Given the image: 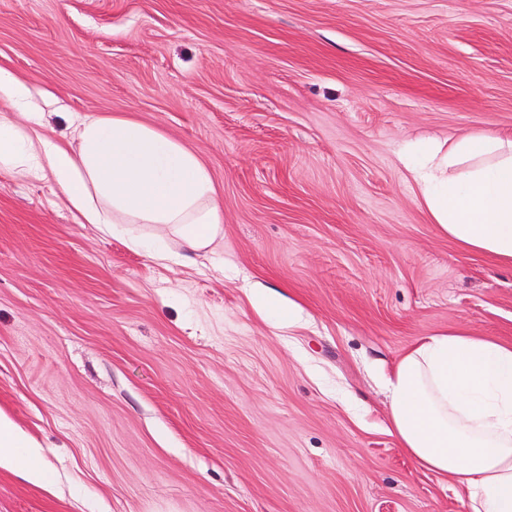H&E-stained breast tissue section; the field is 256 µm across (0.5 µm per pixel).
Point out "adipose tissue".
<instances>
[{
  "label": "adipose tissue",
  "mask_w": 512,
  "mask_h": 512,
  "mask_svg": "<svg viewBox=\"0 0 512 512\" xmlns=\"http://www.w3.org/2000/svg\"><path fill=\"white\" fill-rule=\"evenodd\" d=\"M0 170L53 181L81 223L124 238L155 261L177 239L208 250L224 222L198 155L152 126L87 115L69 146L40 133L35 91L0 69ZM406 166L435 224L463 249L512 266V139L465 135L427 143ZM389 420L402 448L444 474L468 512H512V345L462 331L429 336L386 380ZM30 440L0 417V461L37 475Z\"/></svg>",
  "instance_id": "obj_1"
}]
</instances>
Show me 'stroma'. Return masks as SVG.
I'll return each instance as SVG.
<instances>
[{"mask_svg": "<svg viewBox=\"0 0 512 512\" xmlns=\"http://www.w3.org/2000/svg\"><path fill=\"white\" fill-rule=\"evenodd\" d=\"M0 68L55 141L95 115L182 142L224 215L162 266L0 171V415L42 471L0 465V512H466L382 376L449 330L512 344V266L440 230L401 154L512 137V0H0Z\"/></svg>", "mask_w": 512, "mask_h": 512, "instance_id": "stroma-1", "label": "stroma"}]
</instances>
